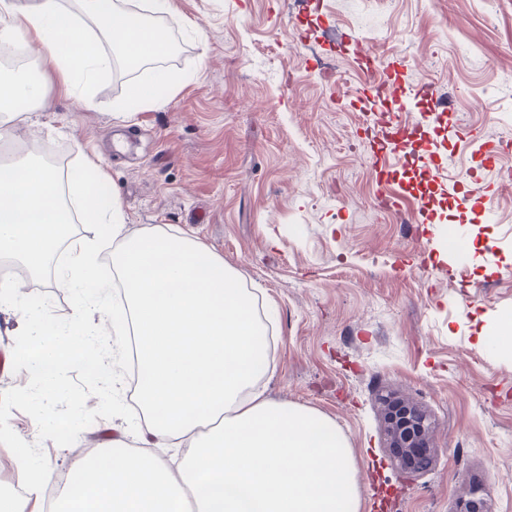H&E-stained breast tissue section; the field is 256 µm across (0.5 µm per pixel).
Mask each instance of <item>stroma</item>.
Listing matches in <instances>:
<instances>
[{"label":"stroma","instance_id":"stroma-1","mask_svg":"<svg viewBox=\"0 0 512 512\" xmlns=\"http://www.w3.org/2000/svg\"><path fill=\"white\" fill-rule=\"evenodd\" d=\"M158 20L175 53L108 76L88 109L50 80L53 108L21 135L41 156L78 165L97 153L128 230L162 224L219 253L273 325L268 397L313 409L354 455L360 512H462L471 488L512 512V355L492 329L512 313V0H170ZM397 69L413 99L400 121L412 145L386 166L381 118L391 104L363 85L353 50ZM174 73L153 106L120 120L131 84ZM440 95L455 124L415 122ZM502 147L495 165L470 138ZM455 174L445 186L430 165ZM399 193L397 208L383 206ZM483 240L470 252V240ZM6 270L28 307L67 318L68 304L19 264ZM22 318L0 312V404L13 440L61 471L113 438L139 445V408L125 369L112 389L68 373L51 400L20 398L29 382L9 354ZM412 400L432 425L428 466L393 463L382 396ZM79 424L80 442L44 439L49 417Z\"/></svg>","mask_w":512,"mask_h":512}]
</instances>
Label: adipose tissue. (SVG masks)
Wrapping results in <instances>:
<instances>
[{
  "mask_svg": "<svg viewBox=\"0 0 512 512\" xmlns=\"http://www.w3.org/2000/svg\"><path fill=\"white\" fill-rule=\"evenodd\" d=\"M0 0V42L21 41L36 74L0 77V260L41 276L60 243L68 260L53 281L73 296L66 320L23 317L29 347L17 369L54 396L90 337L131 331L148 378L137 387L144 451L113 440L109 463L73 460L52 512H359L352 450L322 414L267 398L268 338L253 318L239 273L202 241L163 225L127 230V217L98 155L62 171L28 151L20 137L31 111H49L48 78L85 107L113 55L137 64L168 55L165 29L138 21L128 0ZM93 228L77 237L73 223ZM110 257L114 280L101 274ZM111 310V320H93ZM186 447L177 466L160 448ZM14 477L26 499L0 493V512H26L55 471L36 467L27 443L14 446Z\"/></svg>",
  "mask_w": 512,
  "mask_h": 512,
  "instance_id": "adipose-tissue-1",
  "label": "adipose tissue"
}]
</instances>
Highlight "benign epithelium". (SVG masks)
<instances>
[{"mask_svg":"<svg viewBox=\"0 0 512 512\" xmlns=\"http://www.w3.org/2000/svg\"><path fill=\"white\" fill-rule=\"evenodd\" d=\"M383 421L388 447L401 450L399 466L415 473L429 460L430 423L426 413L408 399L384 401ZM464 512H493L490 499L478 488L472 489Z\"/></svg>","mask_w":512,"mask_h":512,"instance_id":"1","label":"benign epithelium"}]
</instances>
